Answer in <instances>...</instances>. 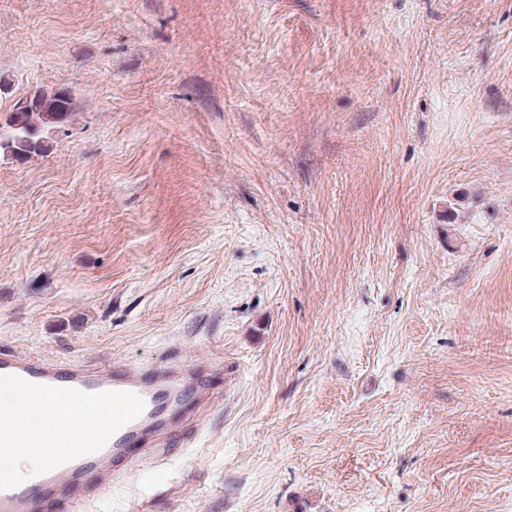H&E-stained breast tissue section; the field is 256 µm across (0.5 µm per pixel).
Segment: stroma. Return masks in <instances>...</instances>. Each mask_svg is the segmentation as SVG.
<instances>
[{"label": "stroma", "mask_w": 512, "mask_h": 512, "mask_svg": "<svg viewBox=\"0 0 512 512\" xmlns=\"http://www.w3.org/2000/svg\"><path fill=\"white\" fill-rule=\"evenodd\" d=\"M0 347L209 365L86 512H512V0H0ZM71 98L66 91L38 94V103L33 106H17L4 123H0V154L7 149L19 160L27 159L31 153L45 154L50 145L41 143L49 132L67 123L72 115Z\"/></svg>", "instance_id": "1"}]
</instances>
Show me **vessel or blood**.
Returning a JSON list of instances; mask_svg holds the SVG:
<instances>
[{"label": "vessel or blood", "instance_id": "1", "mask_svg": "<svg viewBox=\"0 0 512 512\" xmlns=\"http://www.w3.org/2000/svg\"><path fill=\"white\" fill-rule=\"evenodd\" d=\"M0 375H14L28 382L75 388L86 393L127 391L145 401L143 413L118 430L98 452L89 454L22 484L0 489V512H73L95 501L111 478L127 474L142 462L141 449L187 446L192 427L165 432L166 418L174 405L197 398L199 407L213 403L207 390L205 368L195 362L147 363L136 367L113 361L90 365L68 360L47 361L0 348Z\"/></svg>", "mask_w": 512, "mask_h": 512}]
</instances>
